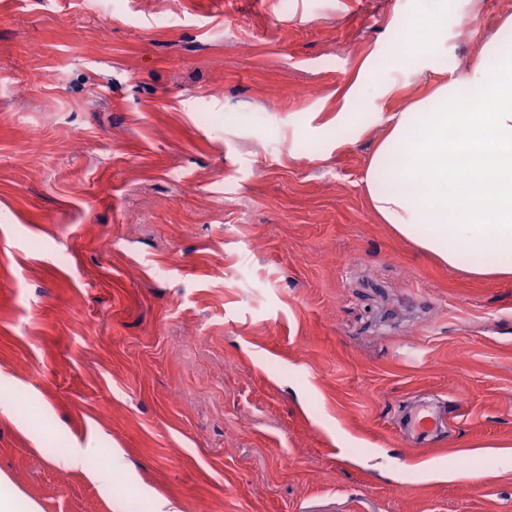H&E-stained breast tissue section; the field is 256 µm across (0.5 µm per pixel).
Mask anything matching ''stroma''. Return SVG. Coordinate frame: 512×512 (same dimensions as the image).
<instances>
[{"label":"stroma","instance_id":"35a3bbf8","mask_svg":"<svg viewBox=\"0 0 512 512\" xmlns=\"http://www.w3.org/2000/svg\"><path fill=\"white\" fill-rule=\"evenodd\" d=\"M410 14L0 0V475L40 512H512V280L380 223L386 125L336 124L367 60L366 113L471 78L512 0H454L412 51ZM425 397L448 432L418 445ZM87 446L110 494L56 463ZM401 427L427 435L441 431L448 424V409L445 404L434 402L409 407L403 415Z\"/></svg>","mask_w":512,"mask_h":512}]
</instances>
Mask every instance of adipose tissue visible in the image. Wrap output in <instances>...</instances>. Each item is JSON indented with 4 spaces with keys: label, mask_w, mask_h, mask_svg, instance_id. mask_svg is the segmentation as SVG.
<instances>
[{
    "label": "adipose tissue",
    "mask_w": 512,
    "mask_h": 512,
    "mask_svg": "<svg viewBox=\"0 0 512 512\" xmlns=\"http://www.w3.org/2000/svg\"><path fill=\"white\" fill-rule=\"evenodd\" d=\"M417 4L414 47L437 39L448 14V0ZM385 121L362 178L382 223L449 268L512 278V47L488 42L472 81L436 77Z\"/></svg>",
    "instance_id": "1"
}]
</instances>
